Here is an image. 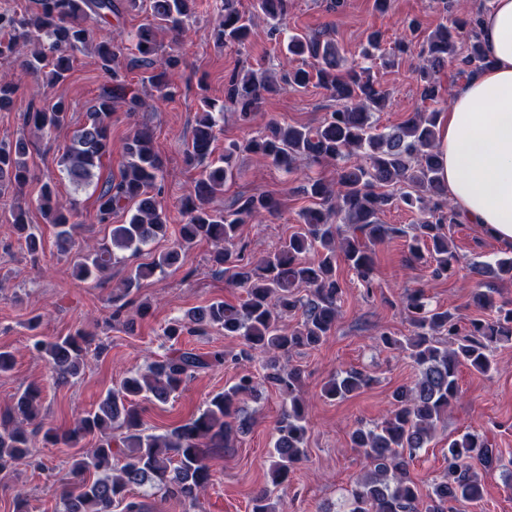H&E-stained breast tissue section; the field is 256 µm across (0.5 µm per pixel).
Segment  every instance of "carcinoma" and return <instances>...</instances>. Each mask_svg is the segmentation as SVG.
I'll return each mask as SVG.
<instances>
[{
	"label": "carcinoma",
	"mask_w": 512,
	"mask_h": 512,
	"mask_svg": "<svg viewBox=\"0 0 512 512\" xmlns=\"http://www.w3.org/2000/svg\"><path fill=\"white\" fill-rule=\"evenodd\" d=\"M288 0H255L246 14L224 0V10L213 30L216 43L244 46L254 35L258 22L278 31ZM196 0H38L34 11L0 12V58L18 57L32 75H45L48 83L64 82L73 69L76 55L93 48L109 81L100 88L88 108L85 122L75 130L61 157V172L80 188L91 185L93 169L111 153L110 123L115 105L134 112L142 106L138 93L127 80L125 59L128 48L112 35L94 37L91 22L138 11L146 13L136 34L133 59L143 69L141 81L155 90L158 98L172 100L177 87L169 74L181 57L170 53L159 59L156 31L182 33L195 14ZM368 45L374 59L392 65L409 50L401 42L382 50V35L370 33ZM291 55L316 61L308 70L297 67L285 81L294 88L314 83L336 101V108L316 127L274 124L268 132L244 142H231L224 154L213 157L216 126L224 109L230 107L247 123L264 95L279 90V82L264 69L232 73L224 83V100H203L204 112L197 119L188 160L202 166L194 194L182 203L184 223L178 225L177 245L138 264L125 280L124 292L140 288L143 281L178 267L182 248L197 242L216 245L210 261L227 281L245 289L237 304L214 301L187 312L185 322L169 325L164 335L178 340L184 334L204 332L211 327L224 330L242 344L240 356L251 359L269 354L266 378L282 395V414L276 439L269 453L271 487L262 488L252 499L251 512H278L269 505L273 489L288 480V474L306 453L308 418L300 395L302 372L295 366L280 367L277 360L295 349L322 343L336 324L343 287L336 277V254L370 288L374 269L373 246L394 237L410 240L406 262L432 259L435 278L453 274L459 258L449 245V225L460 223L457 208L447 201L448 191L438 176L437 120L439 113L418 110L387 131L378 128L376 114L383 110L387 93L371 70L347 65L335 41L321 33L293 35L288 41ZM460 73L473 74L488 64L478 32V13L469 11L439 25L424 39L416 80L423 101L442 96L436 75L448 64ZM17 85L0 79V110L10 109ZM69 105L51 99L23 115L26 126L50 134L69 122ZM248 153L269 160L289 171L298 159L311 163L336 162V188L321 179H310L301 193L312 205L299 214V227L273 252L254 265L234 251L241 224L262 213L277 210L278 203L264 193L239 196L224 210L212 209L209 199L224 190L233 178L236 159ZM31 142L25 135L0 141V196H19L31 178ZM163 163L153 146V134L136 131L126 144V160L119 178L94 186L96 218L109 228L107 238L95 250L81 254L76 277L99 281L112 265L124 263L153 241L168 235L167 215L161 204ZM46 223L55 229L57 249L66 254L77 246V203L59 200L56 186L46 183L38 199ZM418 210L421 222L407 231L383 224L380 215L394 206ZM118 210L131 212L125 224L112 223ZM19 234L21 245L35 256L44 251V240L29 224L28 209L15 201L0 220ZM474 273L492 275L498 285L512 284V257L495 263H474ZM498 285L475 289L472 303L488 313L473 318L466 328L460 316L449 309L430 308L423 290L407 293L403 312L411 328L408 336L383 331L382 345L405 354L419 371L410 386L392 393L391 407L384 420L373 426H357L350 445L367 462L368 474L350 491L349 512H463V507L482 499V473L498 466L500 456L483 435L467 432L448 439L445 467L427 493L409 476L413 456L434 436L438 425L456 399L458 373L462 366L487 374L492 370V348L512 341V307L498 302ZM299 314L294 327L280 324L288 314ZM90 344L89 335L76 330L46 340L33 335L29 351L46 361L57 380L77 381ZM224 362V354L204 357L192 349H175L146 373H132L108 391L94 411L78 418L65 431L43 430L51 445L73 447L88 434L100 438L86 454L72 456L69 477L60 495L59 512H111L112 505L125 503V512H148L144 498L161 493L175 497L203 512L201 493L211 483L208 460L212 449L228 448L232 436L246 429L238 418V402L254 391V378L241 375L224 392L213 396L195 418L164 435H148L141 429V403H166L193 374L210 363ZM371 382L364 372L340 371L325 386L330 399H343ZM42 390L28 386L14 397L10 412L0 418V470L32 463L35 431L22 422L41 417ZM122 430L112 437V431ZM124 463L115 467L117 456Z\"/></svg>",
	"instance_id": "1"
}]
</instances>
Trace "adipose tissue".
Here are the masks:
<instances>
[{
    "label": "adipose tissue",
    "mask_w": 512,
    "mask_h": 512,
    "mask_svg": "<svg viewBox=\"0 0 512 512\" xmlns=\"http://www.w3.org/2000/svg\"><path fill=\"white\" fill-rule=\"evenodd\" d=\"M479 32L492 59L438 122L439 177L463 220L512 245V0H491Z\"/></svg>",
    "instance_id": "ef3b65f1"
}]
</instances>
